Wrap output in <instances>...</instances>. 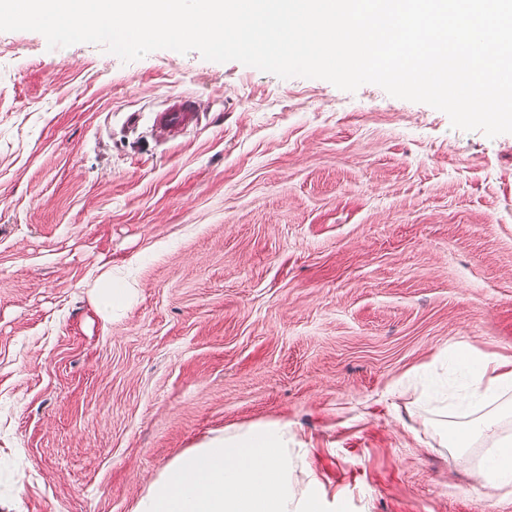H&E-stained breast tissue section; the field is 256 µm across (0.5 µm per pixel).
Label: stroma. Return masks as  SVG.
<instances>
[{"instance_id":"35a3bbf8","label":"stroma","mask_w":512,"mask_h":512,"mask_svg":"<svg viewBox=\"0 0 512 512\" xmlns=\"http://www.w3.org/2000/svg\"><path fill=\"white\" fill-rule=\"evenodd\" d=\"M197 120L166 135L172 99ZM135 283L103 319L95 282ZM512 358V133L162 49L0 32V512H132L184 452L290 422L352 512H512L464 425ZM470 402L475 410L487 407L512 390V361L499 362L486 356L469 355Z\"/></svg>"}]
</instances>
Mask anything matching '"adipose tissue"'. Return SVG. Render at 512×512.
Returning a JSON list of instances; mask_svg holds the SVG:
<instances>
[{
    "mask_svg": "<svg viewBox=\"0 0 512 512\" xmlns=\"http://www.w3.org/2000/svg\"><path fill=\"white\" fill-rule=\"evenodd\" d=\"M470 365V403L475 409L487 407L512 391V361L499 362L474 355ZM498 424L497 418L488 417L472 427L449 434L450 444L455 448L471 447L481 437L493 439L489 462L481 472L483 481L493 487L512 482V439L498 438Z\"/></svg>",
    "mask_w": 512,
    "mask_h": 512,
    "instance_id": "ef3b65f1",
    "label": "adipose tissue"
}]
</instances>
